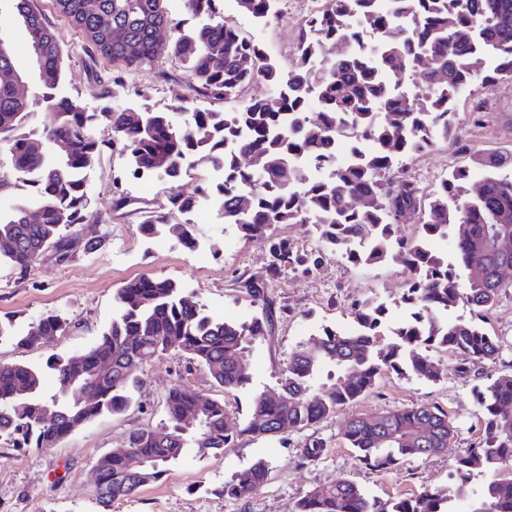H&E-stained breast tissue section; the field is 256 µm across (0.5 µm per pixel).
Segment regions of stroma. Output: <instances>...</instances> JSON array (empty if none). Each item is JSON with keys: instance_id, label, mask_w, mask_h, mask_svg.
<instances>
[{"instance_id": "35a3bbf8", "label": "stroma", "mask_w": 512, "mask_h": 512, "mask_svg": "<svg viewBox=\"0 0 512 512\" xmlns=\"http://www.w3.org/2000/svg\"><path fill=\"white\" fill-rule=\"evenodd\" d=\"M313 6V0H282L281 19L258 27L237 11L233 0L219 3L228 22L243 35L263 41L270 56L286 68L295 62L299 25ZM0 36L8 41L24 78V96L38 97L42 88L34 54L10 0H0ZM63 40L60 92L77 97L86 111H101L106 103L100 98L99 82L111 78V65L89 61L80 49L83 38L75 31L64 29ZM164 68L168 72L164 79L146 71L126 74L108 104L117 109L142 104L156 111L169 110L189 90L177 59L167 58ZM474 94L485 105L479 122L471 120L468 99L456 106L455 134L465 153L442 144L408 160L409 172L423 192L434 190L454 168L469 165L471 154L512 149V81L477 85ZM83 183L94 217L83 232L103 236V247L67 265L43 256L24 274L0 266V319L22 328L41 314L57 312L67 321L66 331L32 347L1 343L0 364L38 367L50 356L90 348L112 320L117 289L141 276L176 280L211 313L228 319L243 321L260 314V307L239 290L237 281L264 272L270 260L266 237H240L234 250H226L224 213L213 208L209 223L196 227V236L207 250L201 260L175 239H150L140 229L149 213L167 211V182L134 179L123 157L106 149L84 171ZM409 278L397 263L353 265L332 253L325 254L311 273L282 272L269 285L277 318L270 336L253 350L248 386L231 391L218 387L202 366L173 351L155 357L141 367L139 387L125 412L101 416L52 448L1 443L0 512H297L298 501L307 491L343 478L383 500L409 498L424 488L447 484L455 458L484 435L485 415L473 397V386L512 372V288L482 322L500 340L501 348L477 373L459 372L456 354L436 348L433 356L448 369L440 382L386 374L373 389L332 417L282 437L242 434L221 453L205 457L188 453L170 465L159 482L109 505L100 504L96 496L98 458L121 447L130 428L160 425L165 419L166 396L173 387L181 385L222 400L233 419L247 423L254 393L275 386L289 355L322 327L345 332L355 327V300H379L391 321L405 320L409 310L401 297ZM411 405H436L448 412L455 433L447 449L427 458L406 459L388 471L361 465L341 435L345 420L355 414ZM314 441L321 442L323 451L319 459L309 462L302 453ZM259 461L269 468L265 485L245 498L226 496L225 483Z\"/></svg>"}]
</instances>
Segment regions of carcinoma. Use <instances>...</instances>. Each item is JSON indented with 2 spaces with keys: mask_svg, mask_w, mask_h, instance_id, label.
I'll return each instance as SVG.
<instances>
[{
  "mask_svg": "<svg viewBox=\"0 0 512 512\" xmlns=\"http://www.w3.org/2000/svg\"><path fill=\"white\" fill-rule=\"evenodd\" d=\"M281 0H236L239 11L267 24L278 18ZM56 12L83 39L92 61L112 63V81L100 97L111 98L110 84L122 74L149 70L167 74L163 59L178 58L185 68L191 99L170 112L133 107L87 112L76 97L56 92L63 37L47 22L35 0H13L23 19L46 92L35 101L19 95L6 73L15 71L0 39V139L11 158L9 176L31 179L36 209L18 205L0 213V265L25 271L44 254L70 263L103 245L85 239L75 227L91 218L81 174L101 147L120 146L135 178L161 176L177 183L189 157L224 170V223L245 238L268 235L279 224H310L323 246L358 264L395 261L410 273L402 301L408 319L391 324L372 300L359 304L357 327L345 333L324 327L308 345L292 353L277 380V396L254 394L250 418L230 420L224 402L178 386L165 400L167 422L130 430L123 447L99 457L103 504L135 494L158 481L186 449L205 457L230 447L237 436H282L313 424L357 400L386 373L407 371L439 381L445 368L430 351L456 353L461 366L494 358L498 338L477 323L498 302L512 279V250L495 249V227L512 234V150L478 153L481 191L464 185L470 169L458 168L422 199L411 177L395 174L402 160L451 143L454 105L475 83L512 79V0H329L303 21L294 66L284 70L261 44L243 37L220 15L217 0H184L194 18L208 22L182 32L169 43L157 39L170 20L164 0H53ZM467 33L464 41L459 34ZM330 55L314 71L310 61ZM421 78L413 91L401 90L404 75ZM263 83L272 95L256 96L235 110L201 108L200 99L228 103L247 86ZM38 105L41 133L20 132ZM104 122L112 139L91 134ZM345 136L354 153L336 163V142ZM306 156L332 169L320 182H300L297 161ZM369 199L356 204V197ZM199 196L173 192L171 208L192 213ZM38 221L30 224L29 213ZM416 218L419 231L406 239L400 225ZM149 237L166 235L190 246L194 225L170 214L148 216L141 225ZM452 238L455 262L432 248ZM266 273L239 278L241 291L262 306V315L231 321L207 314L204 306L170 279L130 280L116 293V313L97 342L78 355L47 359L45 367L0 366V441L27 448H53L73 432L105 414L123 412L139 384V370L154 357L178 350L204 367L224 389L250 384L253 347L270 335L275 302L268 282L284 269L313 270L321 255L300 253L285 238H270ZM479 267L482 276L470 277ZM470 317L450 313L459 305ZM66 319L45 314L17 332L0 320V343L35 346L62 335ZM389 335L388 342L379 337ZM55 379L44 387L45 374ZM486 415L482 440L455 461L453 482L426 488L412 498L380 500L349 479L316 487L299 501L297 512H453L451 503L477 475L485 482L473 492L470 512H512V374L473 388ZM200 413L203 425L189 432L184 415ZM455 426L435 405H412L349 418L342 429L359 461L374 471L392 470L402 459L429 457L448 447ZM151 461L138 478L128 474L127 451ZM269 468L259 461L224 484V494L239 498L259 490Z\"/></svg>",
  "mask_w": 512,
  "mask_h": 512,
  "instance_id": "cac0c4a2",
  "label": "carcinoma"
}]
</instances>
